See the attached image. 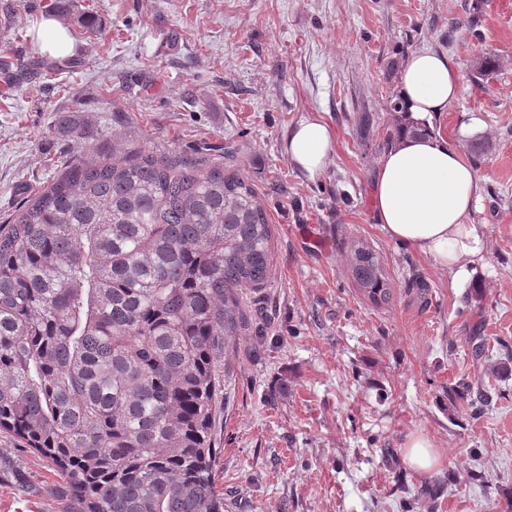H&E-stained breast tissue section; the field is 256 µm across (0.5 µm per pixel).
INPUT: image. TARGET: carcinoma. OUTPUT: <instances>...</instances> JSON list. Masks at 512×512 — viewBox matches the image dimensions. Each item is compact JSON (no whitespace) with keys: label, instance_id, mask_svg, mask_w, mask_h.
Returning <instances> with one entry per match:
<instances>
[{"label":"carcinoma","instance_id":"cac0c4a2","mask_svg":"<svg viewBox=\"0 0 512 512\" xmlns=\"http://www.w3.org/2000/svg\"><path fill=\"white\" fill-rule=\"evenodd\" d=\"M497 66L477 58V87ZM391 111L388 141L427 131ZM273 239L239 171L136 147L69 166L0 224V432L53 463L74 512H224L218 359L250 326L243 295L268 283ZM340 248L358 294L390 304L377 250ZM447 395L475 416L488 400L467 379Z\"/></svg>","mask_w":512,"mask_h":512}]
</instances>
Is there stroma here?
Instances as JSON below:
<instances>
[{"mask_svg":"<svg viewBox=\"0 0 512 512\" xmlns=\"http://www.w3.org/2000/svg\"><path fill=\"white\" fill-rule=\"evenodd\" d=\"M51 0H0V58L43 68L33 28ZM98 19V32L80 23ZM62 71L20 82L0 72V221L71 163L128 148L231 165L254 185L274 226L272 276L247 294L262 332L229 353L215 427L226 512H404L396 474L449 477L435 512H512V0H75ZM451 58L459 94L434 126L462 138L481 181L473 220L488 229L483 266L451 280L390 240L373 215L372 178L394 117L405 56ZM491 53L487 89L470 80ZM78 125L63 132L59 114ZM317 114L336 133L323 174L285 152L289 129ZM472 123L473 136L459 127ZM379 251L397 285L391 305L352 288L339 239ZM428 284L427 302L405 290ZM482 287L483 302L473 300ZM493 343L477 371L466 339ZM477 379L478 419H450L442 389ZM432 442L430 471L409 465L412 438ZM482 469L490 493L467 480ZM47 459L0 436V512H72Z\"/></svg>","mask_w":512,"mask_h":512,"instance_id":"35a3bbf8","label":"stroma"}]
</instances>
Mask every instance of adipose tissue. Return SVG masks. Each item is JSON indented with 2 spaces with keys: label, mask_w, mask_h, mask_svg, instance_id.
I'll list each match as a JSON object with an SVG mask.
<instances>
[{
  "label": "adipose tissue",
  "mask_w": 512,
  "mask_h": 512,
  "mask_svg": "<svg viewBox=\"0 0 512 512\" xmlns=\"http://www.w3.org/2000/svg\"><path fill=\"white\" fill-rule=\"evenodd\" d=\"M459 79L447 55L410 52L397 91L406 122L430 124L456 98ZM336 135L317 117L289 131L285 150L308 177L320 176L334 154ZM480 193L473 162L441 134L402 135L381 156L373 179L375 220L385 235L431 258L453 278L473 271L486 254L487 227L471 216Z\"/></svg>",
  "instance_id": "obj_1"
}]
</instances>
